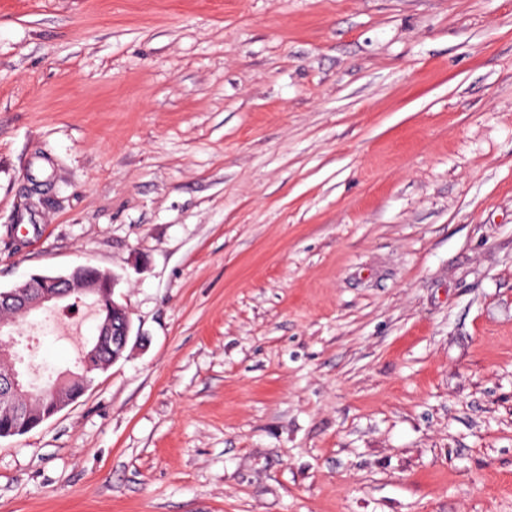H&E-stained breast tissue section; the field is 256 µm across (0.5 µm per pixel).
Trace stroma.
<instances>
[{
    "instance_id": "stroma-1",
    "label": "stroma",
    "mask_w": 512,
    "mask_h": 512,
    "mask_svg": "<svg viewBox=\"0 0 512 512\" xmlns=\"http://www.w3.org/2000/svg\"><path fill=\"white\" fill-rule=\"evenodd\" d=\"M77 265L0 512H512V0H0V289ZM116 276L108 271L88 265H78L61 275L33 274L6 292L0 291V312L19 310L24 315L50 307L68 309L81 298L90 299L96 307V335L86 346L77 361L78 372L70 373L53 386L56 395L51 399V386L29 393L27 383L15 367L12 342L5 341L0 333V430L3 431L13 420L17 427L3 431L2 436L25 433L45 420L53 417L71 402L83 395L93 382V373L105 370L120 359L130 336L131 320L127 310L115 298ZM73 300L72 303H69ZM5 364L7 368L2 369ZM73 391L65 394L63 387L69 381ZM81 385V386H80ZM29 395V403L39 416L49 407L45 415L38 418L28 416L18 406V399ZM5 417V418H4Z\"/></svg>"
}]
</instances>
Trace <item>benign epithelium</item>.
<instances>
[{"mask_svg": "<svg viewBox=\"0 0 512 512\" xmlns=\"http://www.w3.org/2000/svg\"><path fill=\"white\" fill-rule=\"evenodd\" d=\"M116 276L88 265H78L61 275L33 274L12 289L0 291V312L19 310L27 315L50 307H72L70 301L91 300L96 307V335L77 361L78 371L53 386L55 395L45 415L28 416L18 406V399L29 395L27 383L15 367L12 342L0 340V414L16 423L4 436L25 433L56 415L80 393H65L63 387L77 381L86 392L93 382V373L117 362L124 353L130 336L131 320L127 310L115 298Z\"/></svg>", "mask_w": 512, "mask_h": 512, "instance_id": "1", "label": "benign epithelium"}]
</instances>
